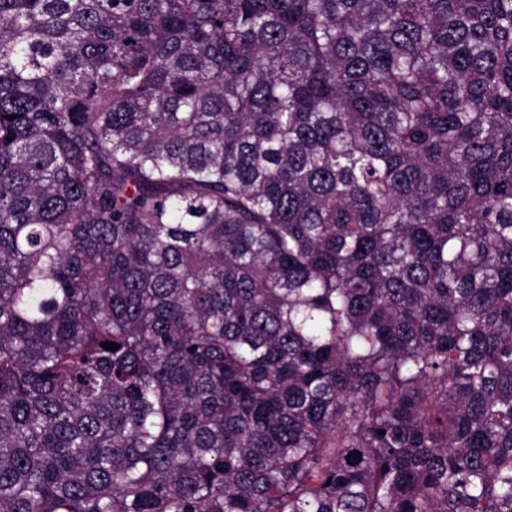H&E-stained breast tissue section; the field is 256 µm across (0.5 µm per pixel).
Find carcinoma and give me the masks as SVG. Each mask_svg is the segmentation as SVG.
I'll return each mask as SVG.
<instances>
[{"label": "carcinoma", "instance_id": "1", "mask_svg": "<svg viewBox=\"0 0 512 512\" xmlns=\"http://www.w3.org/2000/svg\"><path fill=\"white\" fill-rule=\"evenodd\" d=\"M0 512H512V0H0Z\"/></svg>", "mask_w": 512, "mask_h": 512}]
</instances>
